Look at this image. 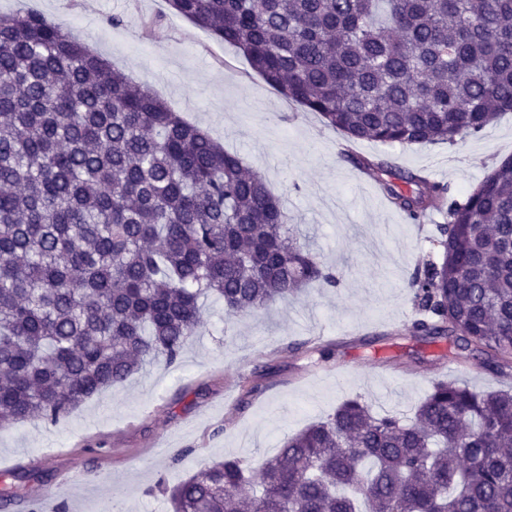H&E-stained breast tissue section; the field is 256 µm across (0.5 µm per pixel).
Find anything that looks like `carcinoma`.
<instances>
[{"mask_svg":"<svg viewBox=\"0 0 512 512\" xmlns=\"http://www.w3.org/2000/svg\"><path fill=\"white\" fill-rule=\"evenodd\" d=\"M166 2L350 142L453 144L512 112V0ZM355 163L411 222L448 216L408 279L412 335L512 376V157L461 199ZM314 283L336 277L259 172L48 17L0 14L1 427L175 365L204 295L256 316ZM160 489L173 512H512V390L437 381L410 423L350 398L260 462Z\"/></svg>","mask_w":512,"mask_h":512,"instance_id":"1","label":"carcinoma"}]
</instances>
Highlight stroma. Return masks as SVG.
Wrapping results in <instances>:
<instances>
[{
	"instance_id": "stroma-1",
	"label": "stroma",
	"mask_w": 512,
	"mask_h": 512,
	"mask_svg": "<svg viewBox=\"0 0 512 512\" xmlns=\"http://www.w3.org/2000/svg\"><path fill=\"white\" fill-rule=\"evenodd\" d=\"M20 9L59 23L261 172L338 283L255 317H228L208 299L177 365L143 369L59 425L0 428V474L20 478L6 512H172L159 481L175 485L213 459L272 454L350 397L409 418L436 380L506 387L463 342L409 332L408 277L423 259L441 257L433 239L446 216L410 223L351 158L429 171L464 195L512 155V112L453 145L349 144L166 0H0V13ZM146 18L157 25L137 51L130 41ZM252 377L262 391L242 400ZM52 489L58 502L39 499Z\"/></svg>"
}]
</instances>
